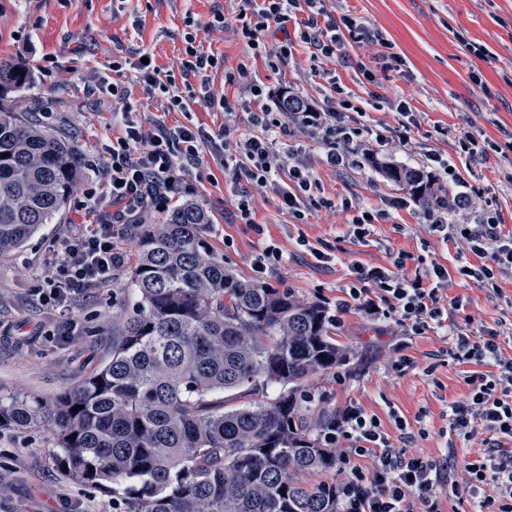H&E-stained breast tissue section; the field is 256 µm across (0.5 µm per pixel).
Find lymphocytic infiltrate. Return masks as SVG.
Here are the masks:
<instances>
[{
  "mask_svg": "<svg viewBox=\"0 0 512 512\" xmlns=\"http://www.w3.org/2000/svg\"><path fill=\"white\" fill-rule=\"evenodd\" d=\"M244 2L247 9L238 16L240 34L258 56L266 51L262 33L270 25L287 22L303 6L309 15L300 23L299 36L326 59L335 58L342 31L352 32L357 27L349 17L338 25H320L323 11L317 6L318 0ZM223 67V59L200 52L192 33L185 36L178 71L164 72L152 63L135 65L143 89L167 94L169 111L187 113L199 104L229 114L233 107L227 99L215 97L207 89L211 74ZM180 76L198 79L205 87L204 93L177 91L176 79ZM248 92L253 104L249 113L253 131L249 134L241 133L232 121L212 132L182 124L172 128L162 125L157 133L149 134L133 107H125L121 114L123 133L108 147L99 165L102 187L84 195L83 208L94 221L75 225L68 234L52 241L55 262L41 274L36 287L41 303L56 314L48 335L63 342L74 336L76 325L70 316L73 300L91 289L111 285L113 272L123 261L118 242L131 234L133 225L149 213L168 210L173 201L194 195L188 175L198 165L202 149L219 156L225 181L235 193L239 217L245 222L254 211L255 192L268 188L278 195L281 210L296 220L305 218L317 183L307 168L288 165L273 147L275 136L287 133L289 128L321 135L328 146L326 162L332 167L345 166L352 154L382 166L379 150L386 134L368 125H352L345 104H329L317 110L304 103L288 112L282 99L271 98L261 84H249ZM283 170L288 180L277 182ZM469 205V196L461 192L449 201L435 199L426 205L424 214L433 230L461 237L479 257V264L462 266L461 275L490 281L496 270L512 268V235H502L497 216L491 214L477 224H449V209L465 210ZM108 206L114 212L106 219L101 212ZM406 260L402 253L390 268L355 265L349 284L351 294L337 302V311H345L353 303L417 335L447 327L449 309L462 307L458 300L450 305L445 302L447 267L433 261L408 277L402 273ZM497 337L492 329L479 336L460 331L454 333L449 350L456 361L473 360L486 367L472 379L468 394L448 405L452 435L467 440L479 429L488 435L486 448L463 461L470 476L467 492L474 512H512V449L502 446L503 439H512V358L503 357ZM325 441L336 450L340 512H439L438 499L447 484L453 458L420 461L407 455L405 449L391 443L380 420L356 404L337 414ZM365 456L374 460L371 469L353 465V458Z\"/></svg>",
  "mask_w": 512,
  "mask_h": 512,
  "instance_id": "obj_1",
  "label": "lymphocytic infiltrate"
}]
</instances>
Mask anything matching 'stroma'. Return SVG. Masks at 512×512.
I'll return each mask as SVG.
<instances>
[{"instance_id":"1","label":"stroma","mask_w":512,"mask_h":512,"mask_svg":"<svg viewBox=\"0 0 512 512\" xmlns=\"http://www.w3.org/2000/svg\"><path fill=\"white\" fill-rule=\"evenodd\" d=\"M331 19L350 16L360 29L346 37L336 59L314 57L298 34L304 13L287 26H271L267 48L290 44L288 56L274 59L249 51L236 31L242 0H0V61L28 68L31 85L15 94L16 111L43 113L46 130L69 135L83 160L97 159L116 133L113 112L120 102L102 91L103 76L113 61L123 69L113 75L125 86L139 119L148 131L190 123L212 131L224 122L220 109L195 107L191 115L169 111L164 95H147L133 68L140 51L154 55L161 70L175 65L185 47L186 33H196L204 52L222 56L225 71L244 72L235 85L215 74L210 89L238 107L247 97L245 85L257 80L272 91L294 90L323 105L341 87L344 95L364 109L361 123L390 128L385 147L396 165L422 167L428 153L453 160L461 182L451 193L466 192L474 206L449 211L452 224L474 222L483 211L496 212L503 234L512 233V0H323ZM226 25L211 28L215 13ZM400 56L396 71H380L375 59L385 52ZM481 83H473L470 73ZM406 101L418 125L404 132L394 104ZM241 132L250 133L246 112L240 111ZM477 140L484 154L471 157L459 145ZM278 152H295L313 172L324 208L310 203L303 223L278 207L270 190L257 194L254 223H239L224 173L209 153H202L193 171L194 200L211 216L208 242L225 266L252 279L254 258L262 244H272L282 260L267 284L292 290L306 301L335 309L351 277L352 263L391 265L398 252L437 260L448 267L447 295L464 307L448 319L471 332L484 327L499 331L505 355L512 356V271L486 283L458 274L459 266L475 262L465 241L444 242L431 231L420 205L408 204L409 194L371 167L351 162L336 169L325 162L326 148L314 139L278 137ZM101 173L82 168L81 178L66 208L25 245L0 257V396L17 394L44 401L54 399L112 357V333L130 306L127 287L134 243L119 245L124 260L114 285L92 290L72 305L78 332L60 344L42 335L53 314L33 289L34 277L47 266L50 241L85 221L84 190L98 187ZM376 217L367 242L354 241L349 224L357 209ZM329 251L332 260H316L314 250ZM336 340L354 348L349 366L314 377L310 385L322 393L327 408L340 411L350 404L377 416L394 446L436 460L446 452L457 458L477 455L485 432L460 442L449 435L448 405L464 397L475 364H460L445 356L451 341L442 331L409 337L407 355L415 367L405 374L391 368L400 331L393 321L376 320L354 307L338 315L332 329ZM408 424L402 438L393 418ZM54 448L44 429H0V512H112V497L64 478L53 461Z\"/></svg>"}]
</instances>
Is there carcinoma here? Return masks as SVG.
<instances>
[{"mask_svg": "<svg viewBox=\"0 0 512 512\" xmlns=\"http://www.w3.org/2000/svg\"><path fill=\"white\" fill-rule=\"evenodd\" d=\"M30 80L0 61V257L51 223L80 177L74 143L10 105ZM387 178L428 190L410 168ZM208 224L186 202L144 225L111 360L50 401L0 398V428L47 429L61 473L112 490V512H338L336 482L312 480L336 470V411L307 381L353 352L325 306L226 269Z\"/></svg>", "mask_w": 512, "mask_h": 512, "instance_id": "1", "label": "carcinoma"}]
</instances>
